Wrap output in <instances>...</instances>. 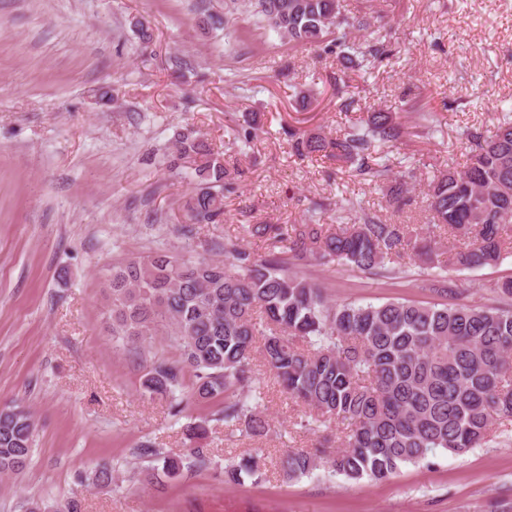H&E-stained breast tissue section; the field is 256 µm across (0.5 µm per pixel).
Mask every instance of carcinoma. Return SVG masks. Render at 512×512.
<instances>
[{"instance_id":"1","label":"carcinoma","mask_w":512,"mask_h":512,"mask_svg":"<svg viewBox=\"0 0 512 512\" xmlns=\"http://www.w3.org/2000/svg\"><path fill=\"white\" fill-rule=\"evenodd\" d=\"M233 9L207 13V28L225 29L243 8L280 38L296 45H326L344 68L364 74L388 55L376 38L360 43L350 35L366 31L377 12L373 0H361L347 12L341 0H232ZM130 26L141 45L154 41L143 17ZM298 155L325 156L356 165L373 181L392 169L373 161L376 148L390 149L400 136L394 112H372L336 138L288 132ZM469 159L448 167L430 186L433 226L467 237V247L448 254V264L478 269L499 261L512 248L505 225L512 224V119L488 133L466 129ZM171 172L190 177L194 189L182 209L193 224H217L224 196L234 190L224 158L192 127L177 132L169 156ZM347 215L336 224H317L305 234L285 238L275 224H257L255 235L272 250L256 257L230 237L214 248L224 259L157 252L112 268L107 288L112 299V338L143 348L165 336L178 358L153 362L143 381L151 395L169 399L180 413L175 393L185 373L194 377L200 402L224 400V426H243L254 435L268 431L257 412L252 361L261 355L282 388L309 409L307 425L317 430L345 426L342 447L291 451L282 462L288 479L319 467L352 481H382L405 463L417 464L437 449L456 454L489 441L496 422L512 418V278L490 292L504 306L482 307L458 301L460 288L444 273L421 279L422 287L442 299L423 304L393 300L383 304L330 303L323 288L293 270L308 260L349 266L388 279L408 277L402 268L406 247L432 259L439 242L411 245L404 224H391L347 200ZM288 242V257L277 250ZM35 422L20 407L0 411V474L23 471L30 460ZM205 424L186 427L195 464L208 462L200 441ZM182 458H162V473L174 479ZM261 476L249 455L224 466V480ZM94 486L112 485V467L97 466Z\"/></svg>"}]
</instances>
